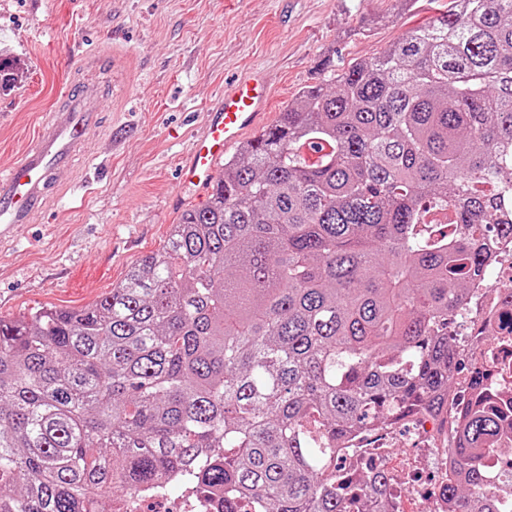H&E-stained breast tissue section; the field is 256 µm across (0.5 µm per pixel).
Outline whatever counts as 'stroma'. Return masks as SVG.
Segmentation results:
<instances>
[{
  "instance_id": "35a3bbf8",
  "label": "stroma",
  "mask_w": 512,
  "mask_h": 512,
  "mask_svg": "<svg viewBox=\"0 0 512 512\" xmlns=\"http://www.w3.org/2000/svg\"><path fill=\"white\" fill-rule=\"evenodd\" d=\"M448 0H0V54L17 83L0 91V170L35 137L72 71L104 103L90 154L57 171L34 224L0 246V316L80 308L158 250L205 189L180 183L192 132L224 85L268 83L266 124L307 86L380 55L444 11Z\"/></svg>"
}]
</instances>
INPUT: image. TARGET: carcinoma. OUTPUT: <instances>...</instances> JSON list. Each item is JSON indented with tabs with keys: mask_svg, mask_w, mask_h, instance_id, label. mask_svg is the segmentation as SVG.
<instances>
[{
	"mask_svg": "<svg viewBox=\"0 0 512 512\" xmlns=\"http://www.w3.org/2000/svg\"><path fill=\"white\" fill-rule=\"evenodd\" d=\"M510 199L512 0H449L300 92L97 301L0 317V512H100L117 482L170 478L224 512H388L389 473L351 498L336 447L444 424L449 328ZM465 401L442 495L512 512L483 464L504 412Z\"/></svg>",
	"mask_w": 512,
	"mask_h": 512,
	"instance_id": "obj_1",
	"label": "carcinoma"
}]
</instances>
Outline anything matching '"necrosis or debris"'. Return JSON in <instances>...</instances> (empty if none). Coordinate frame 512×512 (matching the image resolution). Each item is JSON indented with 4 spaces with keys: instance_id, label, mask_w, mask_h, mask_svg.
Masks as SVG:
<instances>
[{
    "instance_id": "obj_1",
    "label": "necrosis or debris",
    "mask_w": 512,
    "mask_h": 512,
    "mask_svg": "<svg viewBox=\"0 0 512 512\" xmlns=\"http://www.w3.org/2000/svg\"><path fill=\"white\" fill-rule=\"evenodd\" d=\"M485 250L488 254L486 272L481 280L473 282L465 300L467 319L460 331L457 353L471 362L484 364L496 398L507 400L512 398V309L502 304L501 296L512 288V236L490 237ZM415 432L416 441L403 449L401 478L389 490L392 507L394 512H405L403 492L410 489L430 502L429 512H447L448 502L441 490L451 478L453 468L448 461L444 436L434 432L428 423L416 427ZM392 446L391 428L380 425L342 443L336 455L347 462L348 479L355 482L362 476L363 463L388 468ZM509 459H512V428L507 426L493 439L484 462L490 490L510 502L512 484L500 477V469ZM425 462L435 468L434 486L430 489L420 486V466ZM223 509L222 494L205 493L185 484L175 488L167 486L155 494L129 492L117 502L114 512H223Z\"/></svg>"
}]
</instances>
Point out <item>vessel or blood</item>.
<instances>
[{
  "label": "vessel or blood",
  "mask_w": 512,
  "mask_h": 512,
  "mask_svg": "<svg viewBox=\"0 0 512 512\" xmlns=\"http://www.w3.org/2000/svg\"><path fill=\"white\" fill-rule=\"evenodd\" d=\"M76 93L46 115L33 143L6 170L0 171V241L21 224L33 223L44 198L54 192L52 176L84 151L99 120L101 102L93 87L74 73ZM268 100L265 81L258 75L239 77L207 112L204 129L188 148L181 167L184 184L205 188L214 179L216 164L243 134L259 127Z\"/></svg>",
  "instance_id": "b4317fda"
}]
</instances>
